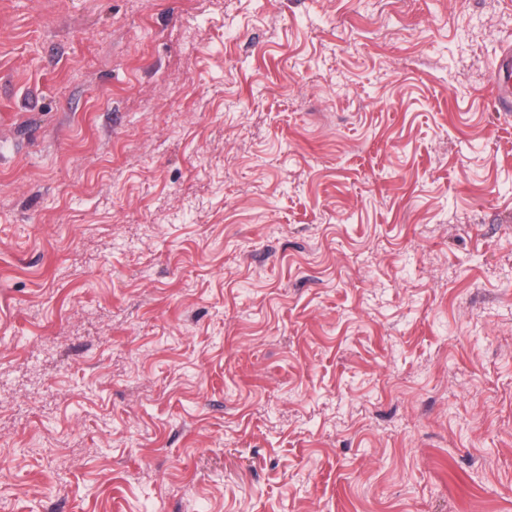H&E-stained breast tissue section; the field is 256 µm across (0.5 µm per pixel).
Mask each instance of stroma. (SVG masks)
Segmentation results:
<instances>
[{
  "mask_svg": "<svg viewBox=\"0 0 512 512\" xmlns=\"http://www.w3.org/2000/svg\"><path fill=\"white\" fill-rule=\"evenodd\" d=\"M512 0H0V512H512Z\"/></svg>",
  "mask_w": 512,
  "mask_h": 512,
  "instance_id": "35a3bbf8",
  "label": "stroma"
}]
</instances>
